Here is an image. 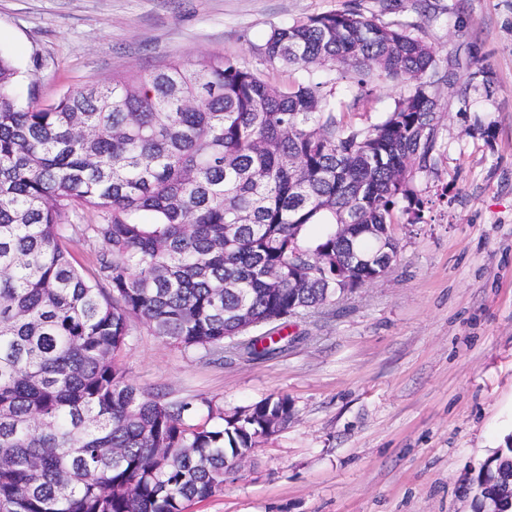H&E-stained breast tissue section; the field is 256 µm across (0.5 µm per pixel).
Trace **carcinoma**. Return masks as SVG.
I'll return each mask as SVG.
<instances>
[{
  "label": "carcinoma",
  "instance_id": "cac0c4a2",
  "mask_svg": "<svg viewBox=\"0 0 512 512\" xmlns=\"http://www.w3.org/2000/svg\"><path fill=\"white\" fill-rule=\"evenodd\" d=\"M265 61L286 74L330 67L359 89L406 84L392 112L345 123L322 82H271L228 55L112 76L42 106L14 91L0 54V512H187L224 491L263 419L294 418L270 396L224 414L211 399L146 394L116 356L130 321L186 351L248 361L288 345V319L336 298V257L398 251L395 224L425 200L397 175L437 170L441 91L422 36L350 4L274 27ZM468 82L493 91L476 59ZM96 220L83 222V212ZM340 224H372L349 240ZM95 240L90 269L70 246ZM382 267L349 263L362 285ZM470 478L475 507L512 512L494 477Z\"/></svg>",
  "mask_w": 512,
  "mask_h": 512
}]
</instances>
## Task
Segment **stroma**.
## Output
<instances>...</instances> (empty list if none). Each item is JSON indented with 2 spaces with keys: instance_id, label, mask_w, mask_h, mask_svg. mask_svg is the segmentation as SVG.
<instances>
[{
  "instance_id": "obj_1",
  "label": "stroma",
  "mask_w": 512,
  "mask_h": 512,
  "mask_svg": "<svg viewBox=\"0 0 512 512\" xmlns=\"http://www.w3.org/2000/svg\"><path fill=\"white\" fill-rule=\"evenodd\" d=\"M347 0H0V52L21 100L52 104L127 70L202 55L237 57L271 81V28ZM366 15L422 23L440 71L474 57L495 90L442 98L424 221L398 224L397 262L377 282L290 318L287 347L247 361L186 351L130 324L118 360L147 393L208 398L233 412L285 396L296 418L261 442L222 494L190 512H473L463 485L512 446V0H356ZM346 122L391 112L403 84L325 72Z\"/></svg>"
}]
</instances>
